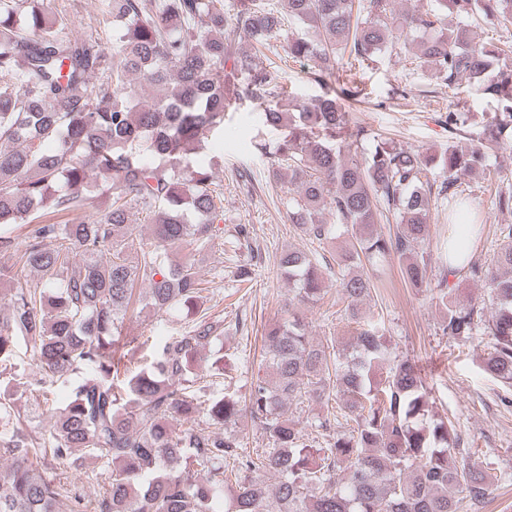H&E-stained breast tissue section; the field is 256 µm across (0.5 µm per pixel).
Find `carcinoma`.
<instances>
[{
	"mask_svg": "<svg viewBox=\"0 0 512 512\" xmlns=\"http://www.w3.org/2000/svg\"><path fill=\"white\" fill-rule=\"evenodd\" d=\"M103 2L108 52L95 27L68 36L54 0H0V146L12 145L0 150V255L40 279L0 267L1 280L15 281L0 320V512H460L465 501L483 503L486 472L458 461L455 426L431 413L420 367L358 304L375 290L369 269L393 259L409 286L431 283V202H461L458 182L486 177L491 152L512 148V43L473 37L482 24L512 25V0H427L398 14L392 0ZM410 37L432 78L450 88L465 79L503 104L481 142L438 156L385 141L358 158L351 147L365 129L349 127L337 96L297 105L281 68L258 69L241 52L245 41L279 46L312 62L316 82L346 85L375 58L406 53ZM246 101L284 129L259 151L274 182L288 177L292 223L318 242L355 240L334 268L290 249L281 277L297 301L315 304L336 275L348 318L363 327L340 348L288 315L265 336L269 377L239 397L211 393L208 378L222 371L194 368L201 350L224 340V317L201 308L208 288L196 266L224 221V190L211 166L186 159ZM97 199L104 208L90 219L50 220ZM134 208L154 228L149 243L137 241ZM392 221V233L377 228ZM501 234L483 265L471 256L475 240L448 224L458 265L442 263L433 299L448 340L465 344L483 329L492 341L483 370L511 386L512 224ZM450 276L480 283L481 294L459 298ZM136 304L195 316L140 367L121 342ZM20 342L31 347L34 382L14 361ZM45 380L71 383L63 404L38 392ZM26 395L46 406L40 438L15 414ZM306 402L343 412L325 447L285 416ZM245 415L271 447L243 450L234 426ZM88 457L111 468L93 501L64 482Z\"/></svg>",
	"mask_w": 512,
	"mask_h": 512,
	"instance_id": "1",
	"label": "carcinoma"
}]
</instances>
